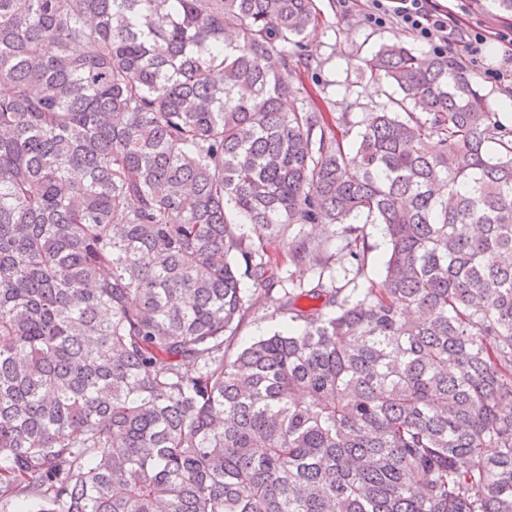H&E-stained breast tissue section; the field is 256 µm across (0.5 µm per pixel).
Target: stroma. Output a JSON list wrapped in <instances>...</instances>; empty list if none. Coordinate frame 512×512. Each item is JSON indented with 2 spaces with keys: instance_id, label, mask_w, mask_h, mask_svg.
Masks as SVG:
<instances>
[{
  "instance_id": "stroma-1",
  "label": "stroma",
  "mask_w": 512,
  "mask_h": 512,
  "mask_svg": "<svg viewBox=\"0 0 512 512\" xmlns=\"http://www.w3.org/2000/svg\"><path fill=\"white\" fill-rule=\"evenodd\" d=\"M449 16L465 27L499 29L512 21V14L499 11L492 0H435ZM320 12L318 24L310 28L303 40L305 52L312 65L295 79L300 94L312 100L330 115L331 123H338L343 113H350L358 121L364 112L387 100V87L372 81L363 64L379 45L401 40L414 53L425 51V43L406 29L390 23L377 27L367 23V0H316ZM342 227L338 224L311 227L293 225L285 232L264 239L265 251L280 277V286L257 303L246 316L234 340L235 348H243L259 337L279 329L283 322L277 311L278 299L291 288L298 270L291 263L288 244L307 239L319 244L332 257L324 274L325 281L334 286L353 290L366 288L381 279L382 264L388 252V242L380 225H367L373 250L361 278H354L348 257L337 254Z\"/></svg>"
}]
</instances>
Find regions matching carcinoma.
I'll list each match as a JSON object with an SVG mask.
<instances>
[{"label":"carcinoma","instance_id":"carcinoma-1","mask_svg":"<svg viewBox=\"0 0 512 512\" xmlns=\"http://www.w3.org/2000/svg\"><path fill=\"white\" fill-rule=\"evenodd\" d=\"M316 21L0 0V502L512 512V128L455 60L389 42L365 67L399 97L330 132L293 83ZM294 224L343 225L356 278L380 225L381 280L313 276L234 352Z\"/></svg>","mask_w":512,"mask_h":512}]
</instances>
